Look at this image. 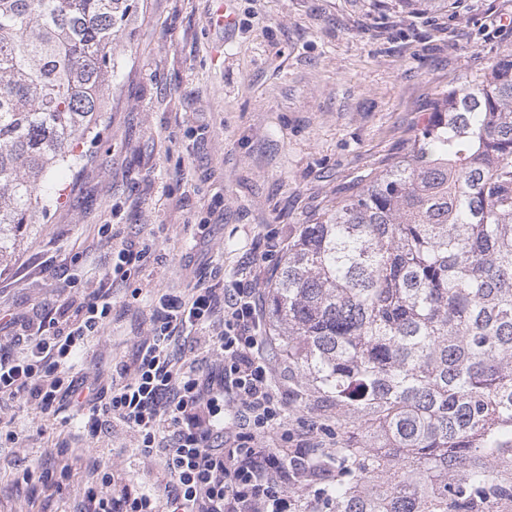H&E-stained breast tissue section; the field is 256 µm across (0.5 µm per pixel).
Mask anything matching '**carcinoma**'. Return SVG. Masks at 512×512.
Segmentation results:
<instances>
[{
  "mask_svg": "<svg viewBox=\"0 0 512 512\" xmlns=\"http://www.w3.org/2000/svg\"><path fill=\"white\" fill-rule=\"evenodd\" d=\"M131 0H0V237L45 217L112 102ZM267 303L300 397L362 435L330 512L512 501V51L441 93L400 161L301 224Z\"/></svg>",
  "mask_w": 512,
  "mask_h": 512,
  "instance_id": "carcinoma-1",
  "label": "carcinoma"
}]
</instances>
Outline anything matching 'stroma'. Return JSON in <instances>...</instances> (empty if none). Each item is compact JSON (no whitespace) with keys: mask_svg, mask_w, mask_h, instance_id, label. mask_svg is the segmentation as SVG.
Instances as JSON below:
<instances>
[{"mask_svg":"<svg viewBox=\"0 0 512 512\" xmlns=\"http://www.w3.org/2000/svg\"><path fill=\"white\" fill-rule=\"evenodd\" d=\"M226 2L229 33L217 0H134L112 42V103L82 146L86 168L55 170L47 216L0 243V350L17 351L22 319L98 290L117 241L147 253L112 284V320L75 367L90 378L133 362L159 296L267 288L298 225L405 156L438 93L512 49V0H452L434 13L399 0ZM263 354L291 426L329 415L299 401L274 328ZM0 424L21 432L0 449V512H73L81 473L50 501L38 480L20 479L55 468L65 446L166 492L131 433L88 439L68 405L43 414L8 402Z\"/></svg>","mask_w":512,"mask_h":512,"instance_id":"35a3bbf8","label":"stroma"}]
</instances>
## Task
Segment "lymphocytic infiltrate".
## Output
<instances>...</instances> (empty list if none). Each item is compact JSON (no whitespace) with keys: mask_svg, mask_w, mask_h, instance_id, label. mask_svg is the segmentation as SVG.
<instances>
[{"mask_svg":"<svg viewBox=\"0 0 512 512\" xmlns=\"http://www.w3.org/2000/svg\"><path fill=\"white\" fill-rule=\"evenodd\" d=\"M111 318L112 298L101 290L39 320L19 354H0V401L43 413L68 402L92 437L106 427L126 429L138 454L162 459L176 493L163 499L137 489L112 465L81 455L42 471L45 490L60 492L84 469L89 479L75 512H297L288 481L310 474L306 451L326 428H289L285 392L261 351L256 289L200 286L184 297L161 295L132 366L109 382L88 381L73 373L74 357ZM218 321L224 329L211 352L221 359L219 372L175 357L173 341Z\"/></svg>","mask_w":512,"mask_h":512,"instance_id":"obj_1","label":"lymphocytic infiltrate"}]
</instances>
